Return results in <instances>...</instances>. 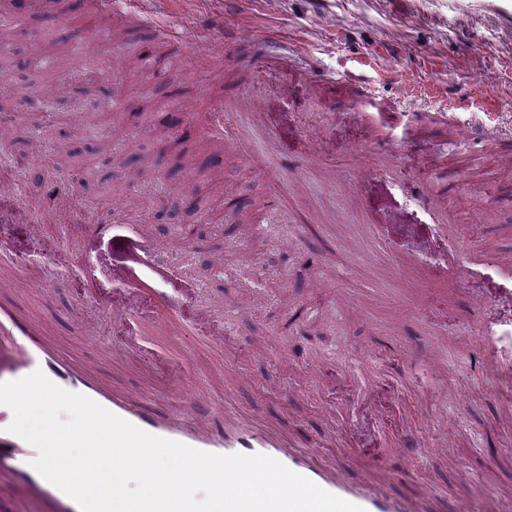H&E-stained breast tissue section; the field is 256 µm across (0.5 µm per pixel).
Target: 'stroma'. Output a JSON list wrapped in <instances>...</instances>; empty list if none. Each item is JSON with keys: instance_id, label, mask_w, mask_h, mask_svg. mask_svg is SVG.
I'll return each instance as SVG.
<instances>
[{"instance_id": "35a3bbf8", "label": "stroma", "mask_w": 512, "mask_h": 512, "mask_svg": "<svg viewBox=\"0 0 512 512\" xmlns=\"http://www.w3.org/2000/svg\"><path fill=\"white\" fill-rule=\"evenodd\" d=\"M174 22L223 48L158 41ZM9 29L0 54L26 69L0 71V183L15 189L0 206L29 219L0 223V259L64 281L1 300L143 402L186 358L208 405L349 457L395 496L506 512L512 389L478 327L512 322L495 275L512 263V0H168L143 18L25 0ZM278 40L294 56L252 68ZM89 53L103 68L72 81ZM236 100L259 108L271 144L236 146L231 122L211 132ZM168 116L195 130L189 166ZM156 243L179 291L175 336L149 323L163 293L126 284ZM473 254L485 274L467 271Z\"/></svg>"}]
</instances>
